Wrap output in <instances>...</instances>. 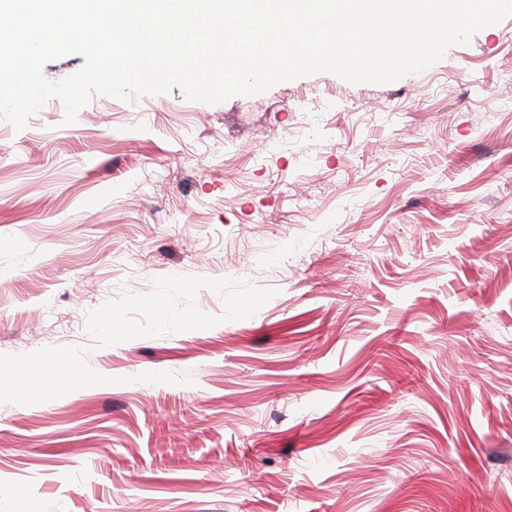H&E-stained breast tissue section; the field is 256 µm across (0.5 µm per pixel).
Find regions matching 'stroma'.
I'll list each match as a JSON object with an SVG mask.
<instances>
[{
    "instance_id": "stroma-1",
    "label": "stroma",
    "mask_w": 512,
    "mask_h": 512,
    "mask_svg": "<svg viewBox=\"0 0 512 512\" xmlns=\"http://www.w3.org/2000/svg\"><path fill=\"white\" fill-rule=\"evenodd\" d=\"M64 115L0 117V512H512V17ZM78 377L70 372L55 370L53 373H42L39 385L45 394H59L66 392L76 385Z\"/></svg>"
}]
</instances>
